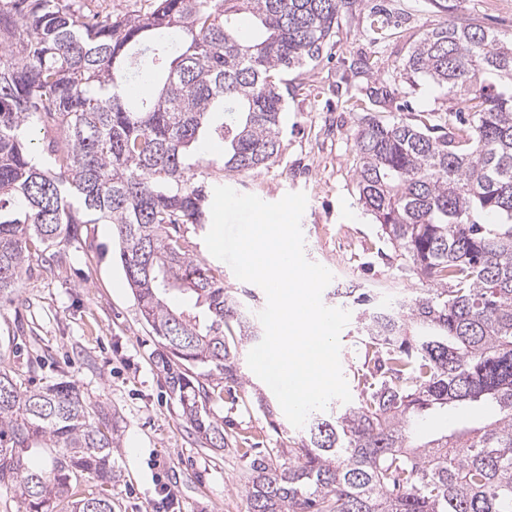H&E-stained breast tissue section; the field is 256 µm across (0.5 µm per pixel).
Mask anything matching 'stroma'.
<instances>
[{
	"mask_svg": "<svg viewBox=\"0 0 512 512\" xmlns=\"http://www.w3.org/2000/svg\"><path fill=\"white\" fill-rule=\"evenodd\" d=\"M374 6L393 22L388 39L380 42L370 33ZM445 19L509 34L512 0H361L342 13L336 42L305 88L289 95L274 165L224 178L237 192L269 203L304 193L306 258L331 270L334 283L369 286L382 300L416 293L421 283L402 272L378 224L358 203L351 96L375 88L377 112L413 125L425 115L434 121L445 115L453 107L445 90L403 73L414 42ZM361 58L369 59L371 70L356 68ZM114 245L111 225H84L79 240L50 266L23 278L19 302L0 306V365L24 378L32 355H41L40 379L53 381L67 371L88 401L111 407L120 435L109 487L114 512H152L164 485L177 493L167 512H246L248 471L236 453L211 448L187 429L168 389L159 347L112 258ZM210 412L263 448L287 447L297 433L281 412L276 431L252 407L220 399ZM134 437L140 447H130Z\"/></svg>",
	"mask_w": 512,
	"mask_h": 512,
	"instance_id": "obj_1",
	"label": "stroma"
}]
</instances>
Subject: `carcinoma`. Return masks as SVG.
<instances>
[{"mask_svg":"<svg viewBox=\"0 0 512 512\" xmlns=\"http://www.w3.org/2000/svg\"><path fill=\"white\" fill-rule=\"evenodd\" d=\"M351 0H151L133 17L73 0H0V302L83 224H111L144 323L162 348L181 416L234 448L248 512H512V35L444 20L406 73L447 89L448 131L382 119L357 98L358 201L428 288L391 307L371 289L333 295L356 311L358 399L313 411L287 448H242L210 416L218 398L270 402L237 363L260 340L255 295L192 257L181 225L212 223L207 169L254 174L281 151L284 76L317 66ZM255 19L239 41L236 15ZM143 75L144 93L124 94ZM43 134L42 151L30 147ZM224 141V155L202 146ZM224 382L210 391L212 377ZM487 403L497 419L416 443L413 422ZM117 426L61 378L24 387L0 366V486L25 512H112L77 494L112 483Z\"/></svg>","mask_w":512,"mask_h":512,"instance_id":"cac0c4a2","label":"carcinoma"}]
</instances>
